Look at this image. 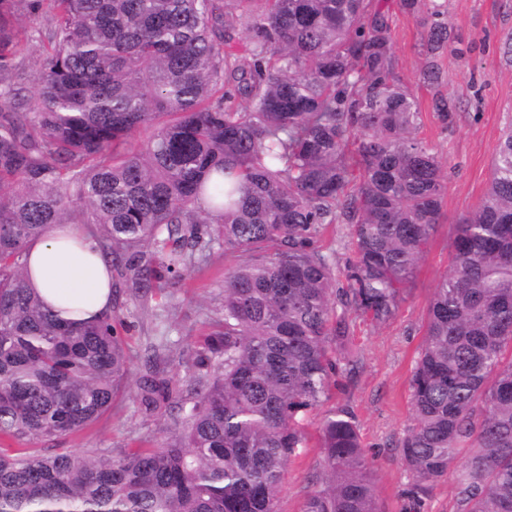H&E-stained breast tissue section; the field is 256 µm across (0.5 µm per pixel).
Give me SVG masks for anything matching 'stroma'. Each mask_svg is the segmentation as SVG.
<instances>
[{"label": "stroma", "mask_w": 512, "mask_h": 512, "mask_svg": "<svg viewBox=\"0 0 512 512\" xmlns=\"http://www.w3.org/2000/svg\"><path fill=\"white\" fill-rule=\"evenodd\" d=\"M440 4L450 39L427 54V14ZM387 17L395 56V75L414 95L422 114L418 136L436 151L448 174L444 218L430 241L424 263L407 284L392 319L379 324L351 314L350 346L359 369L345 384L330 386L322 406L304 421L307 446L285 474L279 512H302L306 495L320 485L319 429L327 411L347 408L361 442L377 468L376 495L381 512H404L402 491L408 474L398 445L411 423L410 379L425 331L426 311L439 276L447 271L457 219L483 199L492 174L493 151L504 122L512 116V66L501 57V43L512 31V0H418L408 10L402 0H374ZM434 61L441 81L422 78ZM456 106L442 121L433 110L436 97ZM221 249H213L199 270L185 275L173 293L156 294L148 304L126 301L119 315L133 375H140L149 345H167L179 357L176 377L194 371L193 354L223 318L224 269ZM164 421L141 411L135 388L118 395L109 412L89 428L61 439L65 448H100L119 456L158 445Z\"/></svg>", "instance_id": "1"}]
</instances>
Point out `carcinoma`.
Segmentation results:
<instances>
[{"label": "carcinoma", "mask_w": 512, "mask_h": 512, "mask_svg": "<svg viewBox=\"0 0 512 512\" xmlns=\"http://www.w3.org/2000/svg\"><path fill=\"white\" fill-rule=\"evenodd\" d=\"M430 16L432 53L448 26ZM32 42L47 44L33 75ZM393 71L371 0H0V512H278L305 415L360 363L349 314L394 315L442 220L447 175ZM56 224L83 225L110 268L94 323L60 321L26 286L29 247ZM330 224L350 226L342 286L318 246ZM216 246L234 263L194 374L174 387L154 346L132 379L118 310ZM131 385L148 412L181 403L160 447H43ZM410 390L408 508L461 454L454 512H512L511 124L457 224ZM319 448L303 512H380L347 409L325 414Z\"/></svg>", "instance_id": "cac0c4a2"}]
</instances>
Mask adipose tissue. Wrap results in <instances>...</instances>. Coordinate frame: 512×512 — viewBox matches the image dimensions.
I'll return each instance as SVG.
<instances>
[{
    "label": "adipose tissue",
    "mask_w": 512,
    "mask_h": 512,
    "mask_svg": "<svg viewBox=\"0 0 512 512\" xmlns=\"http://www.w3.org/2000/svg\"><path fill=\"white\" fill-rule=\"evenodd\" d=\"M29 287L67 318L90 320L112 308L111 273L77 224L56 226L29 250Z\"/></svg>",
    "instance_id": "adipose-tissue-1"
}]
</instances>
